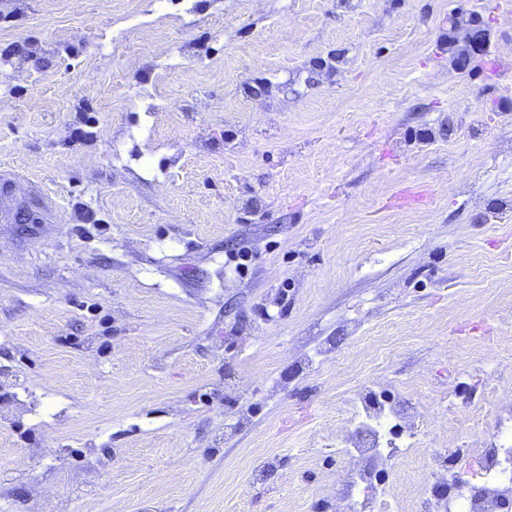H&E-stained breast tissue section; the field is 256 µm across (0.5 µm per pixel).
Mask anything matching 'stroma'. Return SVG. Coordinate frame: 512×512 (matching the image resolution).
I'll list each match as a JSON object with an SVG mask.
<instances>
[{
  "label": "stroma",
  "mask_w": 512,
  "mask_h": 512,
  "mask_svg": "<svg viewBox=\"0 0 512 512\" xmlns=\"http://www.w3.org/2000/svg\"><path fill=\"white\" fill-rule=\"evenodd\" d=\"M507 64L512 0H0V512H347L357 470L419 512L454 448L482 487ZM370 391L417 434L384 465L345 451ZM475 22V15H469L467 19H465L464 15L461 16V19L459 17H456V20L454 21L453 27H451L450 30H448V45L449 48L452 49V45L454 41L456 40L455 36V29L458 24H465L464 31L465 35L463 38V47L458 52L457 55L453 56L451 60V65L453 68L459 72H466L470 66V59L474 55H481V53L485 50L487 47V41H488V34H486L481 28L482 27H490V23L487 19L481 18V26L478 28L482 32V36L480 38H477L475 35L474 30L469 26L472 23Z\"/></svg>",
  "instance_id": "1"
}]
</instances>
